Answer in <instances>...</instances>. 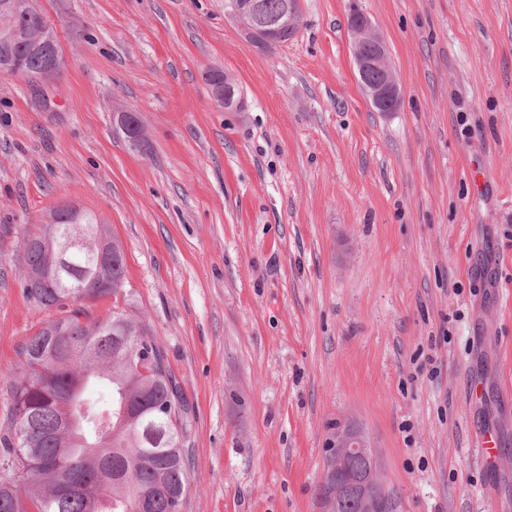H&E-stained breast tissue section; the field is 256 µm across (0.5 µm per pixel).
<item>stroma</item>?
Instances as JSON below:
<instances>
[{"mask_svg":"<svg viewBox=\"0 0 512 512\" xmlns=\"http://www.w3.org/2000/svg\"><path fill=\"white\" fill-rule=\"evenodd\" d=\"M39 5L68 65L39 94L0 76V426L55 317L23 291V238L74 202L126 259L87 319L142 321L187 402L183 512H323L339 418L394 512H512V0H300L294 39L264 51L224 0ZM357 11L398 111L358 81ZM348 28L353 39V56L359 82L380 112H395L399 109L401 94L389 60V49L384 37L375 29L364 13L351 15ZM372 46V51L366 47ZM376 72L374 83H365L362 73ZM205 81L212 87L213 84L224 79L223 85L217 88V96L214 95L217 102L224 105L225 109L241 110L243 108V100L239 95L238 88L232 78L226 73L215 71H206L204 73Z\"/></svg>","mask_w":512,"mask_h":512,"instance_id":"stroma-1","label":"stroma"}]
</instances>
